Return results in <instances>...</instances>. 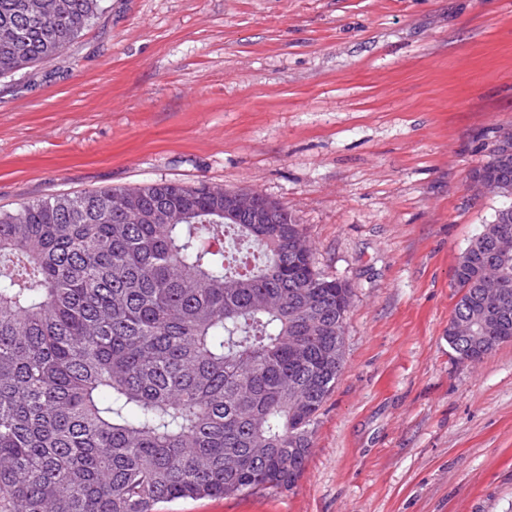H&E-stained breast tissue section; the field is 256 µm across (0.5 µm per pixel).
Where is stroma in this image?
I'll return each instance as SVG.
<instances>
[{
  "label": "stroma",
  "instance_id": "35a3bbf8",
  "mask_svg": "<svg viewBox=\"0 0 512 512\" xmlns=\"http://www.w3.org/2000/svg\"><path fill=\"white\" fill-rule=\"evenodd\" d=\"M512 0H105L0 77V210L160 182L256 189L350 283L345 366L289 490L158 512H512V342L448 346L456 259L503 205ZM495 181L503 197H512V141L501 140L498 135L489 151L488 160L473 175V179Z\"/></svg>",
  "mask_w": 512,
  "mask_h": 512
}]
</instances>
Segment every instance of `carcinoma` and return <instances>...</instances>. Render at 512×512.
I'll use <instances>...</instances> for the list:
<instances>
[{
  "mask_svg": "<svg viewBox=\"0 0 512 512\" xmlns=\"http://www.w3.org/2000/svg\"><path fill=\"white\" fill-rule=\"evenodd\" d=\"M104 0H0V75L52 59ZM512 197V141L473 179ZM512 203L460 253L448 334L462 360L512 341ZM233 235L242 248L211 241ZM279 208L224 217V191L172 182L0 211V512H157L289 490L344 367L351 285L318 271ZM500 268L507 305L483 296ZM292 336L307 355L295 357Z\"/></svg>",
  "mask_w": 512,
  "mask_h": 512,
  "instance_id": "obj_1",
  "label": "carcinoma"
}]
</instances>
